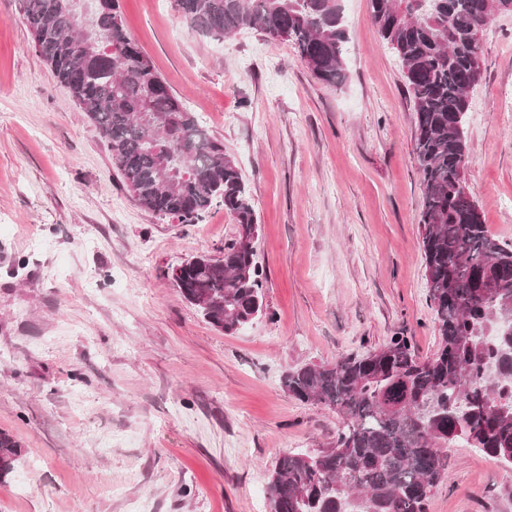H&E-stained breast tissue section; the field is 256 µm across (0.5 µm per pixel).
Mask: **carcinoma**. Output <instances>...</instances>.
<instances>
[{
  "mask_svg": "<svg viewBox=\"0 0 512 512\" xmlns=\"http://www.w3.org/2000/svg\"><path fill=\"white\" fill-rule=\"evenodd\" d=\"M35 52L105 138L123 185L144 209L199 222L213 204L239 230L224 261L197 257L177 288L231 333L263 311L257 217L236 161L127 34L119 0H19ZM188 27L215 39L255 30L292 43L314 77L345 79L342 0H173ZM376 32L402 65L415 115L413 151L430 307L439 342L423 360L404 336L364 355L289 369L282 387L342 418L332 446L282 455L269 512H428L448 480L444 448L462 440L512 468V244L487 230L464 185L470 93L482 32L512 0H370ZM495 289L486 298L484 289ZM22 457L0 431V481Z\"/></svg>",
  "mask_w": 512,
  "mask_h": 512,
  "instance_id": "cac0c4a2",
  "label": "carcinoma"
}]
</instances>
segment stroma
I'll list each match as a JSON object with an SVG mask.
<instances>
[{"instance_id":"1","label":"stroma","mask_w":512,"mask_h":512,"mask_svg":"<svg viewBox=\"0 0 512 512\" xmlns=\"http://www.w3.org/2000/svg\"><path fill=\"white\" fill-rule=\"evenodd\" d=\"M344 83L285 42L190 30L172 0H121L128 35L240 168L258 222L264 312L227 334L171 269L224 256L222 205L182 224L143 209L105 139L0 0V431L23 457L0 512H269L288 451L330 447L341 418L289 397L300 364L407 337L430 357L414 112L368 0H343ZM466 188L512 243V14L484 29ZM428 512H512V471L463 444Z\"/></svg>"}]
</instances>
